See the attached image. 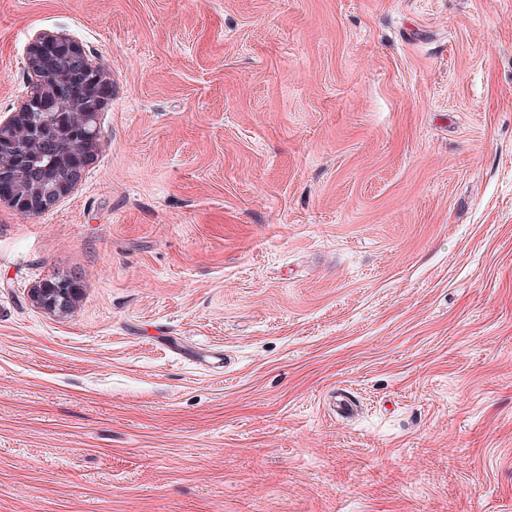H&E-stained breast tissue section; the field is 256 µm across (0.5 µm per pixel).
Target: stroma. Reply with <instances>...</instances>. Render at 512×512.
<instances>
[{"label":"stroma","instance_id":"stroma-1","mask_svg":"<svg viewBox=\"0 0 512 512\" xmlns=\"http://www.w3.org/2000/svg\"><path fill=\"white\" fill-rule=\"evenodd\" d=\"M41 32L109 95L0 203V512H512V0H0V113ZM84 167L68 166L67 175L57 182V196L55 198L42 197L39 190L32 194L15 195L14 199L7 200L16 211L25 215H36L55 206L62 198L68 196L80 182Z\"/></svg>","mask_w":512,"mask_h":512}]
</instances>
